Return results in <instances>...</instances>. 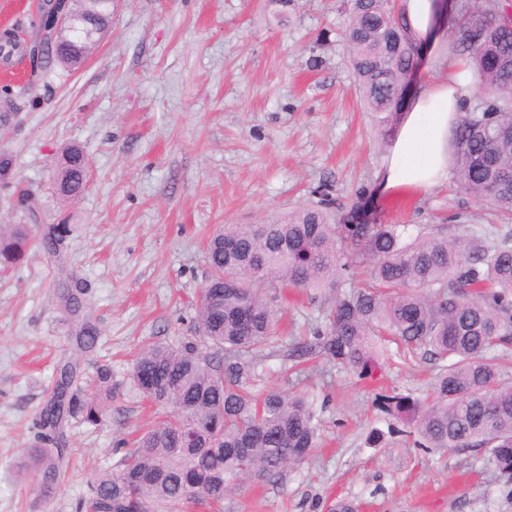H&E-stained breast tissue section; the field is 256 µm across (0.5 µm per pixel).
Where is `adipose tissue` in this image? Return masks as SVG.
I'll return each mask as SVG.
<instances>
[{"label":"adipose tissue","mask_w":512,"mask_h":512,"mask_svg":"<svg viewBox=\"0 0 512 512\" xmlns=\"http://www.w3.org/2000/svg\"><path fill=\"white\" fill-rule=\"evenodd\" d=\"M398 7L414 41L435 43L444 38V0H399ZM471 92L461 62L454 57L438 76L420 80L379 173L382 191L422 193L447 182L449 134Z\"/></svg>","instance_id":"adipose-tissue-1"}]
</instances>
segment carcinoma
Masks as SVG:
<instances>
[{
  "mask_svg": "<svg viewBox=\"0 0 512 512\" xmlns=\"http://www.w3.org/2000/svg\"><path fill=\"white\" fill-rule=\"evenodd\" d=\"M350 65L377 135L396 125L398 96L417 63V46L387 0H351L342 30ZM480 103L460 113L448 160L458 187L512 221V13L495 0L467 6L461 40ZM85 157L62 154L55 188L73 202L86 188ZM28 229L0 238V258L16 260ZM208 281L200 289L194 334L152 343L132 365L133 389L156 421L112 468L96 473L75 512H223L224 499L307 461L321 419L306 395L251 390L254 359L274 337L276 313L265 293L287 288L324 298L314 335L293 343L300 366L320 355L336 370L376 381L389 346L434 362L432 401L380 393V411L416 436L423 451L482 450L512 484V383L494 355L512 345V229L496 239L413 236L405 224L331 222L328 203L269 224L216 231L207 242ZM100 395L71 397L67 416L100 421L112 401V374L98 373ZM39 436L27 465L48 498L64 476L62 450ZM205 477L191 492L185 478Z\"/></svg>",
  "mask_w": 512,
  "mask_h": 512,
  "instance_id": "carcinoma-1",
  "label": "carcinoma"
}]
</instances>
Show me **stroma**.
<instances>
[{"label": "stroma", "mask_w": 512, "mask_h": 512, "mask_svg": "<svg viewBox=\"0 0 512 512\" xmlns=\"http://www.w3.org/2000/svg\"><path fill=\"white\" fill-rule=\"evenodd\" d=\"M40 0H0L16 40L0 57V231L24 224L19 264L0 263V512H74L94 474L124 454L152 415L131 390L148 343L190 335L209 267L207 237L316 204L329 189L336 220L411 224L452 237L494 236L499 218L455 183L378 192L389 146L374 134L342 39V0H115L106 40L79 70H37L26 51ZM82 150L89 183L55 192L65 147ZM281 328L258 359L256 391L315 398L320 446L308 462L224 501V512H327L339 497L363 512H512V485L482 453L424 452L406 433L369 443L383 416L375 389L316 358L304 374L285 352L323 319L307 294H269ZM93 351L74 341L81 327ZM79 396L100 369L113 398L98 423L53 429L69 467L50 500L18 473L64 365ZM432 363L395 355L385 387L428 399Z\"/></svg>", "instance_id": "obj_1"}]
</instances>
